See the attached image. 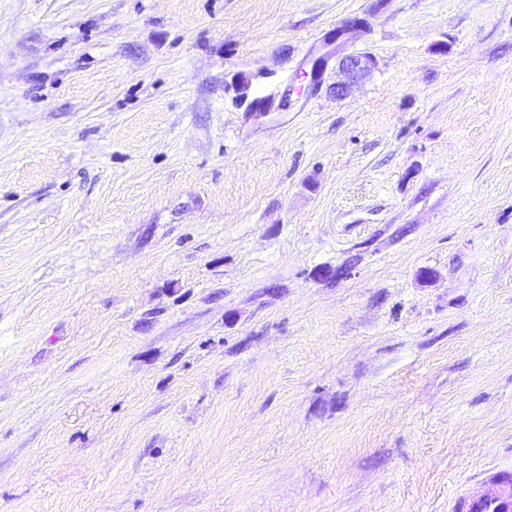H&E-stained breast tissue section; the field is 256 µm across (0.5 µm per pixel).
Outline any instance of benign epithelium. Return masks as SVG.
I'll return each mask as SVG.
<instances>
[{
	"instance_id": "1",
	"label": "benign epithelium",
	"mask_w": 512,
	"mask_h": 512,
	"mask_svg": "<svg viewBox=\"0 0 512 512\" xmlns=\"http://www.w3.org/2000/svg\"><path fill=\"white\" fill-rule=\"evenodd\" d=\"M367 27L364 21L347 23L331 32L316 50L310 61V69L300 77L297 94L317 91L324 82V76L329 62L336 58L345 76V81L336 83L330 91L341 97L347 85L368 77L376 67L373 56L363 52H350L348 46L354 43L359 33Z\"/></svg>"
}]
</instances>
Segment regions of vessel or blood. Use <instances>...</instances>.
<instances>
[{"instance_id": "b4317fda", "label": "vessel or blood", "mask_w": 512, "mask_h": 512, "mask_svg": "<svg viewBox=\"0 0 512 512\" xmlns=\"http://www.w3.org/2000/svg\"><path fill=\"white\" fill-rule=\"evenodd\" d=\"M448 512H512V467L497 466L476 483L455 486Z\"/></svg>"}]
</instances>
